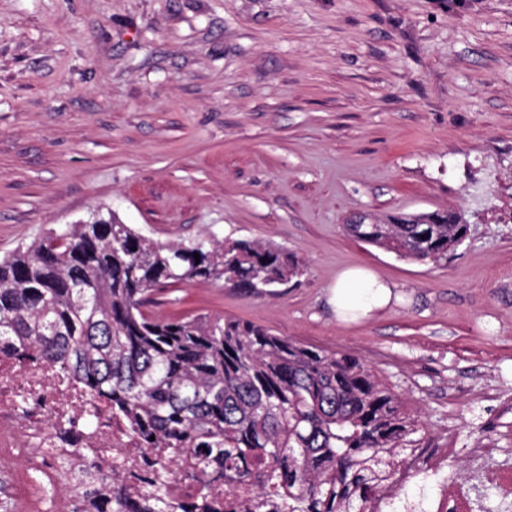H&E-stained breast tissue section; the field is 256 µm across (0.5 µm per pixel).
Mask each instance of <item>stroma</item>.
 I'll use <instances>...</instances> for the list:
<instances>
[{
  "instance_id": "stroma-1",
  "label": "stroma",
  "mask_w": 512,
  "mask_h": 512,
  "mask_svg": "<svg viewBox=\"0 0 512 512\" xmlns=\"http://www.w3.org/2000/svg\"><path fill=\"white\" fill-rule=\"evenodd\" d=\"M107 209L304 266L276 297L173 286L154 316L360 359L457 475L512 448V0H0V258ZM439 209L470 232L438 264L343 230ZM354 266L400 297L340 323L326 293Z\"/></svg>"
}]
</instances>
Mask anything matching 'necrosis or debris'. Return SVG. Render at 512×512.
<instances>
[{
  "instance_id": "obj_1",
  "label": "necrosis or debris",
  "mask_w": 512,
  "mask_h": 512,
  "mask_svg": "<svg viewBox=\"0 0 512 512\" xmlns=\"http://www.w3.org/2000/svg\"><path fill=\"white\" fill-rule=\"evenodd\" d=\"M101 442L99 470L129 483V498L155 472L154 456L140 450L139 439L107 405L91 409L84 389L59 380L57 368L34 357H0V457L21 459L14 486L34 512H47L54 501L57 459L76 448ZM434 493L428 503L407 501L404 512H480L475 490L492 486L512 505V456L497 448L471 449L466 477L448 470V453L434 452L427 470Z\"/></svg>"
}]
</instances>
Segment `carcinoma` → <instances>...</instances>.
Returning <instances> with one entry per match:
<instances>
[{
    "label": "carcinoma",
    "mask_w": 512,
    "mask_h": 512,
    "mask_svg": "<svg viewBox=\"0 0 512 512\" xmlns=\"http://www.w3.org/2000/svg\"><path fill=\"white\" fill-rule=\"evenodd\" d=\"M456 216L399 213L344 230L400 258L440 263L466 233ZM302 272L295 253L271 242L162 243L97 211L0 259V355L34 354L163 449L144 512H218L225 490L237 512H257L268 493L276 512H364L416 432L371 369L241 320L147 310L156 290L178 283L275 297ZM74 455L84 463L62 459L59 471L80 501L125 512L121 479H106L91 451ZM172 480L192 489L190 505L170 495Z\"/></svg>",
    "instance_id": "carcinoma-1"
}]
</instances>
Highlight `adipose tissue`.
Wrapping results in <instances>:
<instances>
[{"label":"adipose tissue","instance_id":"obj_1","mask_svg":"<svg viewBox=\"0 0 512 512\" xmlns=\"http://www.w3.org/2000/svg\"><path fill=\"white\" fill-rule=\"evenodd\" d=\"M395 295L392 283L363 268L342 270L327 292V303L337 321L349 322L369 317L387 306Z\"/></svg>","mask_w":512,"mask_h":512}]
</instances>
